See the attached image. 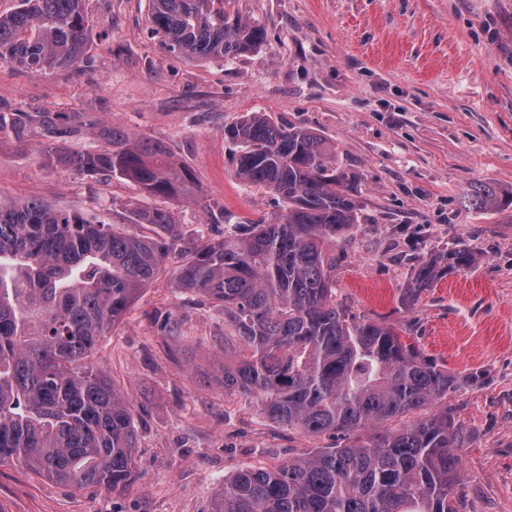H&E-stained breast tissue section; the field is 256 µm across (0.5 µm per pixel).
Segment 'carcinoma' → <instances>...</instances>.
<instances>
[{
  "label": "carcinoma",
  "instance_id": "obj_1",
  "mask_svg": "<svg viewBox=\"0 0 512 512\" xmlns=\"http://www.w3.org/2000/svg\"><path fill=\"white\" fill-rule=\"evenodd\" d=\"M151 2L153 32L190 59L235 58L265 38L229 10L231 0ZM87 26L83 0H18L0 16V59L27 69L85 66ZM81 127L96 129L95 113L0 106V133L21 141L37 129L49 155ZM105 134L109 148L76 152L69 166L151 195L176 192L181 176L163 144L116 125ZM224 136L237 148L239 181L286 203L241 235L186 246L182 226L162 209L136 214L135 223L160 227L151 238L43 200L0 201V465L20 462L78 490L129 483L132 408L92 356L176 252L177 287L222 303L236 331L224 389L256 399L283 426L346 440L237 472L209 512H466L463 432L448 408L429 412L454 377L421 359L402 328L358 320L336 302L327 246L359 223L358 184L340 164L339 145L261 112L224 127ZM499 204H512V192L479 185L464 197L466 206ZM479 261L467 246L419 261L401 300Z\"/></svg>",
  "mask_w": 512,
  "mask_h": 512
}]
</instances>
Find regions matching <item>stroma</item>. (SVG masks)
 <instances>
[{
	"label": "stroma",
	"mask_w": 512,
	"mask_h": 512,
	"mask_svg": "<svg viewBox=\"0 0 512 512\" xmlns=\"http://www.w3.org/2000/svg\"><path fill=\"white\" fill-rule=\"evenodd\" d=\"M264 42L231 60H190L152 33L150 0H84L91 66L29 70L0 60V104L29 112H93L167 146L187 193L156 197L61 163L99 150V134L55 145L37 131L0 134V199L44 200L134 223L167 210L186 241H218L281 212L272 191L235 177L224 128L251 112L314 129L339 144L359 179L361 222L330 248L336 300L354 317L394 324L456 385L445 398L466 440L467 512H512V205L465 207L471 185L512 190V0H234ZM224 210L210 223L208 207ZM459 245L475 267L449 275L413 304L400 301L413 264ZM170 256L99 346L96 363L127 394L136 467L129 485L77 491L0 465V512H208L225 477L273 466L340 435L310 436L270 421L225 391L223 307L178 290Z\"/></svg>",
	"instance_id": "obj_1"
}]
</instances>
